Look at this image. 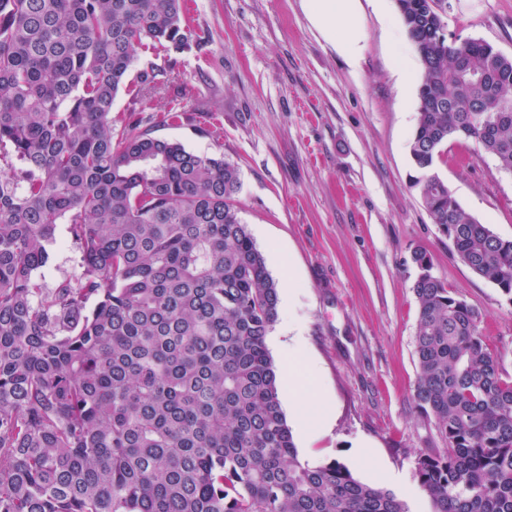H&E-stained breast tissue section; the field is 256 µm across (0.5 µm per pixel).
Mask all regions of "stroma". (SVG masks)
Returning <instances> with one entry per match:
<instances>
[{
  "mask_svg": "<svg viewBox=\"0 0 512 512\" xmlns=\"http://www.w3.org/2000/svg\"><path fill=\"white\" fill-rule=\"evenodd\" d=\"M201 47H141L136 68H174L175 82L144 100L123 93L115 124L144 117L155 135L238 166L240 216L279 294L288 324L266 338L274 365L304 341L333 418L294 431L300 459L338 461L361 482L393 492L408 512H433L420 489V453L442 447L413 399L418 377L412 290L417 250L455 296L482 316L488 347L512 375V301L456 255L410 182L417 83L405 89L393 48L415 49L400 17L364 0L365 48L351 67L311 24L302 0H188ZM449 35L482 39L512 57V0H448ZM179 120L163 123L165 113ZM436 170L462 207L512 240V174L474 144L449 142ZM46 287L75 282L81 251L57 225Z\"/></svg>",
  "mask_w": 512,
  "mask_h": 512,
  "instance_id": "1",
  "label": "stroma"
}]
</instances>
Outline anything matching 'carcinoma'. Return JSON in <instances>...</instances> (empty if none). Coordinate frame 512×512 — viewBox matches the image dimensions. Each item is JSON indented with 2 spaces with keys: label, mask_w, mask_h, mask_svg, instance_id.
<instances>
[{
  "label": "carcinoma",
  "mask_w": 512,
  "mask_h": 512,
  "mask_svg": "<svg viewBox=\"0 0 512 512\" xmlns=\"http://www.w3.org/2000/svg\"><path fill=\"white\" fill-rule=\"evenodd\" d=\"M421 69L415 188L458 257L512 300V240L436 172L465 138L512 173V57L448 41V0H395ZM147 43L202 37L183 0H0V512H407L344 464L298 457L265 339L278 289L240 217L238 166L117 130ZM76 285L35 273L56 226ZM417 407L444 447L416 475L436 512H512V378L481 316L414 253Z\"/></svg>",
  "instance_id": "obj_1"
}]
</instances>
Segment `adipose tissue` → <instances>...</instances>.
<instances>
[{
    "mask_svg": "<svg viewBox=\"0 0 512 512\" xmlns=\"http://www.w3.org/2000/svg\"><path fill=\"white\" fill-rule=\"evenodd\" d=\"M312 25L351 65L358 66L364 49L359 24L361 0H303Z\"/></svg>",
    "mask_w": 512,
    "mask_h": 512,
    "instance_id": "adipose-tissue-1",
    "label": "adipose tissue"
}]
</instances>
